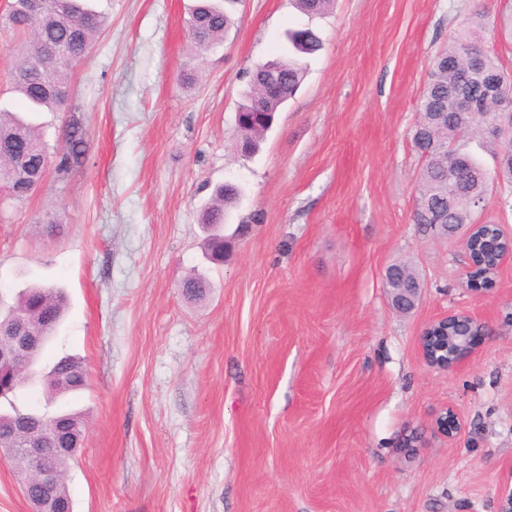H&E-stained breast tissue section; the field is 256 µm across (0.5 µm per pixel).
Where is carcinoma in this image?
<instances>
[{"instance_id": "obj_1", "label": "carcinoma", "mask_w": 512, "mask_h": 512, "mask_svg": "<svg viewBox=\"0 0 512 512\" xmlns=\"http://www.w3.org/2000/svg\"><path fill=\"white\" fill-rule=\"evenodd\" d=\"M334 0H295L296 7L311 15L326 13ZM27 0H11L7 14L8 26L20 43V55L12 67V89L19 95L24 110L43 112L62 110L68 101L70 74L73 64L84 58L105 26L104 17L86 0H47L43 12L30 23L26 14ZM233 24L224 10V0H200L188 21L191 42L204 51L224 42V34ZM488 23L485 16L475 13L464 18L459 30L449 35L448 45L436 54L428 82L418 98L419 120L413 140L424 142L431 151L420 174L414 223L472 224L476 214L498 194V203L512 210V131L505 129L491 136L487 127L501 112L512 111V98L486 91L485 76L492 75L502 88L512 92V75L504 71L499 57L485 48ZM296 53H308L316 47L313 36L299 38L288 34ZM485 50V74H469V51ZM288 69L279 73L275 88L264 89L258 82L250 83L242 108L263 105L268 112H277L295 94L302 81V67L294 59L286 60ZM462 90L476 101L475 110L464 121L453 120L452 92ZM241 141L252 148L259 147L265 130L247 123L237 124ZM497 147L499 164L487 171L468 146ZM19 150L24 163L14 165L0 156V179L12 185L4 186L10 198H28L27 186L39 176L40 166L48 162L49 148L39 129L15 112L0 110V148ZM84 161V132L78 122L68 125L66 147L58 153L55 169L67 174ZM453 207H448V198ZM237 200L231 190L217 189L215 203L207 207L201 223H224V208ZM207 257L214 264L224 262V236L210 235L206 241ZM67 309L63 289L33 284L23 290L13 305L0 307V330L8 344V336L21 329L36 330L34 343L23 366L16 369L9 382L0 383V448L16 464L17 476L27 472L29 462L25 448L34 443L46 451L56 482L39 493L50 495L61 503L65 512H74V504L65 483V474L75 458L82 436L81 415L68 412L48 416L21 409L14 403L17 392L34 378H42L51 398L77 391L86 385V370L81 358L63 355L54 359L45 371L35 369L42 352L54 336Z\"/></svg>"}]
</instances>
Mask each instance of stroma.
I'll use <instances>...</instances> for the list:
<instances>
[{
	"label": "stroma",
	"mask_w": 512,
	"mask_h": 512,
	"mask_svg": "<svg viewBox=\"0 0 512 512\" xmlns=\"http://www.w3.org/2000/svg\"><path fill=\"white\" fill-rule=\"evenodd\" d=\"M195 0H91L107 26L71 71L49 147L85 131L83 165L18 202L0 188V298L38 282L68 307L43 360L84 359L88 386L17 404L76 410L74 512H500L512 491V263L462 288L459 234L414 223L412 142L434 55L473 11L512 0H239L222 46L199 51ZM301 56L296 95L250 156L237 108L254 64ZM240 197L222 265L200 222L215 188ZM409 264L421 300L397 310L385 272ZM195 273L203 296L184 293ZM465 310L489 334L429 367L426 323ZM457 412L454 441L432 430Z\"/></svg>",
	"instance_id": "obj_1"
}]
</instances>
